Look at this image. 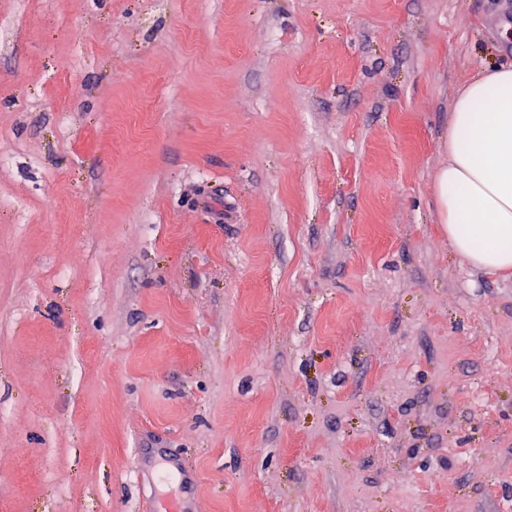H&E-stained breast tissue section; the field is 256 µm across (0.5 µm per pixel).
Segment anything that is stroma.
Returning <instances> with one entry per match:
<instances>
[{
	"instance_id": "obj_1",
	"label": "stroma",
	"mask_w": 512,
	"mask_h": 512,
	"mask_svg": "<svg viewBox=\"0 0 512 512\" xmlns=\"http://www.w3.org/2000/svg\"><path fill=\"white\" fill-rule=\"evenodd\" d=\"M506 23L0 0V512H512V275L434 194Z\"/></svg>"
}]
</instances>
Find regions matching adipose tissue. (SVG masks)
<instances>
[{"mask_svg":"<svg viewBox=\"0 0 512 512\" xmlns=\"http://www.w3.org/2000/svg\"><path fill=\"white\" fill-rule=\"evenodd\" d=\"M434 193L451 249L475 269L512 273V66L476 73L456 96Z\"/></svg>","mask_w":512,"mask_h":512,"instance_id":"ef3b65f1","label":"adipose tissue"}]
</instances>
